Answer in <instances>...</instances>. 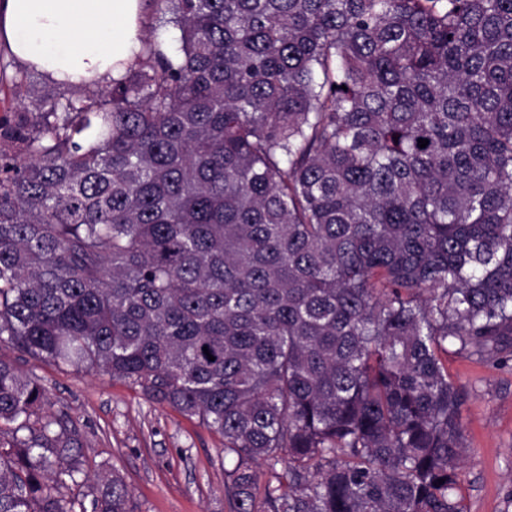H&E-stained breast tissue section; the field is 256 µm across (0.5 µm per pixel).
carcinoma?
<instances>
[{
  "label": "carcinoma",
  "instance_id": "carcinoma-1",
  "mask_svg": "<svg viewBox=\"0 0 512 512\" xmlns=\"http://www.w3.org/2000/svg\"><path fill=\"white\" fill-rule=\"evenodd\" d=\"M153 3L179 51L97 99L0 66L42 110L0 118V347L221 435L231 512H465L448 346L512 356V0ZM47 401L0 357V512H130L115 471L69 494Z\"/></svg>",
  "mask_w": 512,
  "mask_h": 512
}]
</instances>
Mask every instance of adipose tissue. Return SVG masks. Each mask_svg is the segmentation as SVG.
<instances>
[{
	"instance_id": "ef3b65f1",
	"label": "adipose tissue",
	"mask_w": 512,
	"mask_h": 512,
	"mask_svg": "<svg viewBox=\"0 0 512 512\" xmlns=\"http://www.w3.org/2000/svg\"><path fill=\"white\" fill-rule=\"evenodd\" d=\"M143 0H0V44L58 86L121 78L141 49Z\"/></svg>"
}]
</instances>
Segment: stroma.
Segmentation results:
<instances>
[{
	"label": "stroma",
	"instance_id": "stroma-1",
	"mask_svg": "<svg viewBox=\"0 0 512 512\" xmlns=\"http://www.w3.org/2000/svg\"><path fill=\"white\" fill-rule=\"evenodd\" d=\"M0 356L41 378L47 412H67L91 468L119 470L132 512H230L220 435L106 374L61 369L9 348ZM448 372L469 393L464 504L468 512H512V362L452 352Z\"/></svg>",
	"mask_w": 512,
	"mask_h": 512
}]
</instances>
